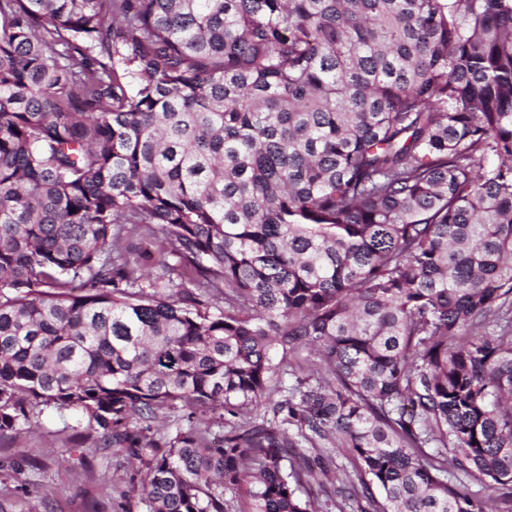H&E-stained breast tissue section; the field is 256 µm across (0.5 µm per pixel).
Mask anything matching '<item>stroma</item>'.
<instances>
[{"label": "stroma", "instance_id": "35a3bbf8", "mask_svg": "<svg viewBox=\"0 0 512 512\" xmlns=\"http://www.w3.org/2000/svg\"><path fill=\"white\" fill-rule=\"evenodd\" d=\"M313 465L303 477V494L319 512H360L357 502H342L336 480L351 460L342 448L303 444ZM123 453L100 447L97 435L73 412L40 416L21 435L0 434V503L7 512H28L38 496L48 495L52 512H141L140 490L128 483Z\"/></svg>", "mask_w": 512, "mask_h": 512}]
</instances>
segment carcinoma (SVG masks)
Wrapping results in <instances>:
<instances>
[{
	"mask_svg": "<svg viewBox=\"0 0 512 512\" xmlns=\"http://www.w3.org/2000/svg\"><path fill=\"white\" fill-rule=\"evenodd\" d=\"M270 402L369 512H512V0H0V434L317 512L282 430L152 432ZM292 365L288 367V375H280V379L284 386L288 387L295 382L296 376H301L300 372L297 369V363H302L305 366L309 367L310 373L313 374L312 377H318L320 375L326 374L325 366L320 362V358L316 354L314 349L303 348L301 349L291 360ZM294 369V371H292Z\"/></svg>",
	"mask_w": 512,
	"mask_h": 512,
	"instance_id": "cac0c4a2",
	"label": "carcinoma"
}]
</instances>
